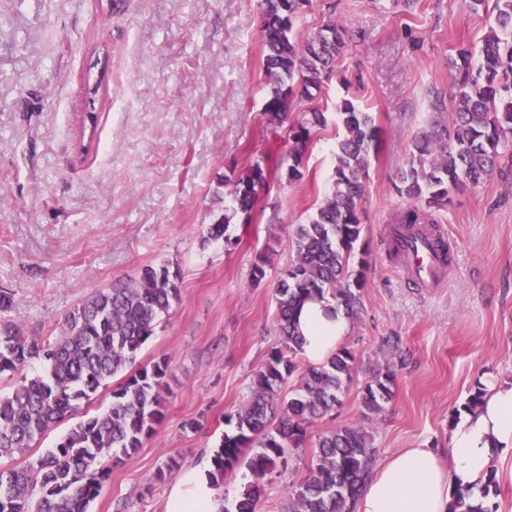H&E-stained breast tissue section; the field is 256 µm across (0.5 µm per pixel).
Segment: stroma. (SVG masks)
Listing matches in <instances>:
<instances>
[{"label":"stroma","instance_id":"35a3bbf8","mask_svg":"<svg viewBox=\"0 0 512 512\" xmlns=\"http://www.w3.org/2000/svg\"><path fill=\"white\" fill-rule=\"evenodd\" d=\"M261 0H0V291L24 336L60 335L92 290L146 266L177 273L180 299L156 324L138 365L168 359L165 417L140 450L114 466L89 512H166L175 478L209 461L226 417L248 400L253 373L278 343L273 283L293 254L296 225L334 180L336 113H372L380 150L361 199L366 286L343 345L354 357L342 403L264 487L259 512H284L305 480L318 434L369 433L377 462L399 448L448 453V434L486 380L512 381V146L481 184L463 182L432 211L451 247L446 277L427 290L405 281L388 230L408 200L396 188L415 137L454 109L450 65L480 48L494 2L312 0L299 35L343 28L335 73L289 123L324 112L311 130L304 177L288 182L285 129L268 125L271 91L259 32ZM270 172L248 223L229 243L202 231L230 203L225 176L253 163ZM272 262L253 286L256 256ZM394 397L364 413L361 391L384 366Z\"/></svg>","mask_w":512,"mask_h":512}]
</instances>
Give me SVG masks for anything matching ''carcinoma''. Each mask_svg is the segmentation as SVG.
Masks as SVG:
<instances>
[{
	"instance_id": "1",
	"label": "carcinoma",
	"mask_w": 512,
	"mask_h": 512,
	"mask_svg": "<svg viewBox=\"0 0 512 512\" xmlns=\"http://www.w3.org/2000/svg\"><path fill=\"white\" fill-rule=\"evenodd\" d=\"M310 0H262L263 65L272 90L265 103L268 121L281 126L294 100H313L329 77L343 48L342 29L334 22L298 38L294 22ZM494 25L484 39L479 61L462 47L452 60L455 102L448 125H436L413 143L407 168L397 175V191L428 207L448 204L465 179L478 185L492 176L500 149L512 143V0H495ZM326 123L324 113L288 127V182L304 177L303 161L311 129ZM343 128L334 154L330 195L308 223L297 225L293 256L274 288L275 324L280 339L253 374L250 399L234 415L212 451L208 478L219 487L224 477L246 461L250 480L225 512H257L265 482L286 467L290 451L302 447L308 427L340 405L352 380L354 357L341 349L324 363L300 366L296 310L313 297L330 298L346 317L360 312L366 286L363 268H355L354 251L363 233L360 200L371 156L380 149V132L372 116L346 101L336 113ZM261 163L232 181L231 204L206 228L205 241L229 240L227 231L239 215L249 218L266 186ZM416 207L398 223L410 230L424 223ZM269 254H260L251 270L253 285L266 278ZM177 277L168 267L146 266L136 276L94 290L64 319L63 334L38 341L21 333L15 322H0V377L12 380L0 394V457H23V464L0 467V512H88L109 479L112 467L136 453L165 416L166 360L134 368L155 322L179 300ZM34 359L43 373H28ZM111 402L104 410L74 423L56 449L33 458L32 443L73 416L115 377ZM293 382L288 395L283 387ZM394 374L379 370L362 391L368 413L392 401ZM318 452L309 475L289 496L288 512H351L375 459L367 432L346 425L318 436Z\"/></svg>"
}]
</instances>
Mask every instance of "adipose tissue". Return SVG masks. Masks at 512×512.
Instances as JSON below:
<instances>
[{"mask_svg":"<svg viewBox=\"0 0 512 512\" xmlns=\"http://www.w3.org/2000/svg\"><path fill=\"white\" fill-rule=\"evenodd\" d=\"M331 299L305 303L299 314L302 357L322 362L338 350L351 323L332 313ZM512 452V382H488L482 402L455 424L448 456L404 448L380 465L360 492L354 512H448L456 494L487 482L497 457ZM225 502L203 468L185 470L170 492L167 512H223Z\"/></svg>","mask_w":512,"mask_h":512,"instance_id":"ef3b65f1","label":"adipose tissue"}]
</instances>
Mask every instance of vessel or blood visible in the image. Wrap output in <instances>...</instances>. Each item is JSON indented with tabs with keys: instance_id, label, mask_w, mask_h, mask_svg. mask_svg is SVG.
<instances>
[{
	"instance_id": "1",
	"label": "vessel or blood",
	"mask_w": 512,
	"mask_h": 512,
	"mask_svg": "<svg viewBox=\"0 0 512 512\" xmlns=\"http://www.w3.org/2000/svg\"><path fill=\"white\" fill-rule=\"evenodd\" d=\"M434 239L433 228L422 226L404 233L400 240L404 276L422 288L438 287L445 276V268L436 254Z\"/></svg>"
}]
</instances>
